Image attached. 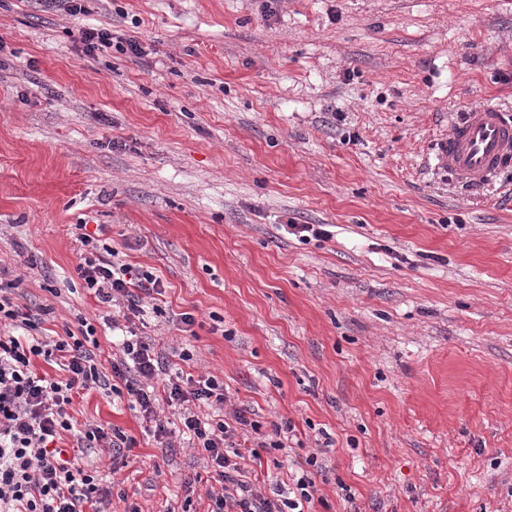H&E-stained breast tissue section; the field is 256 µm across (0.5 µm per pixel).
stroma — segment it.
Wrapping results in <instances>:
<instances>
[{
  "label": "stroma",
  "mask_w": 512,
  "mask_h": 512,
  "mask_svg": "<svg viewBox=\"0 0 512 512\" xmlns=\"http://www.w3.org/2000/svg\"><path fill=\"white\" fill-rule=\"evenodd\" d=\"M88 6L0 0V271L48 308L41 336L81 314L111 359L71 233L107 225L165 285L135 332L223 379L211 416L295 424L242 461L259 493L315 453L312 512H512V174L476 188L429 165L464 109L512 112V0ZM92 27L146 56L85 55ZM291 219L330 235L299 241ZM158 415L166 448L128 398L75 399L78 424L136 441L85 452L106 512H207L220 492L177 409Z\"/></svg>",
  "instance_id": "1"
}]
</instances>
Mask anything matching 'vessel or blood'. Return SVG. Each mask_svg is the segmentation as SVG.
I'll return each mask as SVG.
<instances>
[{
	"label": "vessel or blood",
	"mask_w": 512,
	"mask_h": 512,
	"mask_svg": "<svg viewBox=\"0 0 512 512\" xmlns=\"http://www.w3.org/2000/svg\"><path fill=\"white\" fill-rule=\"evenodd\" d=\"M434 170L472 184H490L512 169V121L493 104L472 108L435 146Z\"/></svg>",
	"instance_id": "vessel-or-blood-1"
}]
</instances>
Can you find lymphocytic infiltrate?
Listing matches in <instances>:
<instances>
[{"label": "lymphocytic infiltrate", "mask_w": 512, "mask_h": 512, "mask_svg": "<svg viewBox=\"0 0 512 512\" xmlns=\"http://www.w3.org/2000/svg\"><path fill=\"white\" fill-rule=\"evenodd\" d=\"M104 231L101 224L92 233L86 225H76L80 255L75 271L98 303L118 306L117 315L105 319L116 331L163 295L164 284L144 267L109 259V247L101 238ZM13 288V282H0V327L8 329L0 335V512H101L110 490L68 454L63 442L73 434L78 447L108 448L118 457L135 441L115 427L89 424L75 429L73 401L81 392L95 389L108 396L127 395L132 407L153 424L158 441L168 435L157 419L158 402L178 407L184 433L206 454L223 483L221 493L212 497V512H306L315 491L308 473L296 477L291 496L282 499L262 496L237 477L243 456L257 457L262 448H285L295 432L292 421L272 423L266 433L242 410L227 420L201 419L195 406L226 404L223 379L172 371L153 345L139 336L123 338L118 354L102 364L91 350L96 327L81 315L76 331L50 342L41 340L35 332L47 308L18 305ZM39 358L57 365L59 376L37 372ZM156 378L162 381L158 390L151 386ZM246 430L254 433L256 449L244 450L240 438Z\"/></svg>", "instance_id": "1"}]
</instances>
